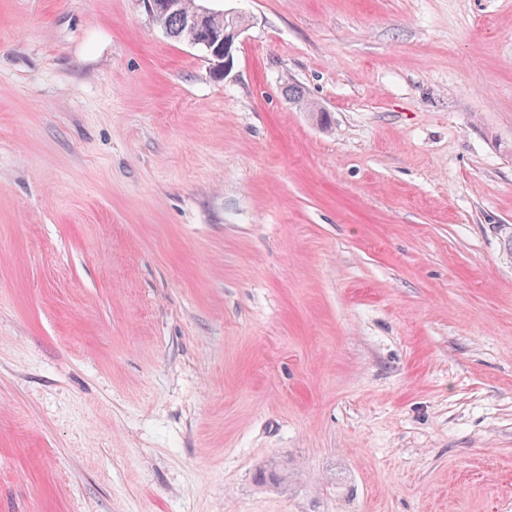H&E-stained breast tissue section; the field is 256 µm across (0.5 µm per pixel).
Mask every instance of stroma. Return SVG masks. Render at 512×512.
I'll list each match as a JSON object with an SVG mask.
<instances>
[{
	"label": "stroma",
	"mask_w": 512,
	"mask_h": 512,
	"mask_svg": "<svg viewBox=\"0 0 512 512\" xmlns=\"http://www.w3.org/2000/svg\"><path fill=\"white\" fill-rule=\"evenodd\" d=\"M207 5L0 0V512H512V0ZM194 2L195 0H185L184 3L183 0H144L153 19L167 12H183V5L188 12L193 8ZM213 16V11L199 4L194 11L187 13L184 24L182 14L169 13L162 15L156 23L170 38L182 41L184 36L185 41L191 45L207 50L218 62H224V70H227L233 65L234 52L239 37L246 28V21L241 15L224 12V17L216 14L213 19L214 23L221 25L218 27L212 24Z\"/></svg>",
	"instance_id": "35a3bbf8"
}]
</instances>
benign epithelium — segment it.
<instances>
[{
    "label": "benign epithelium",
    "instance_id": "benign-epithelium-1",
    "mask_svg": "<svg viewBox=\"0 0 512 512\" xmlns=\"http://www.w3.org/2000/svg\"><path fill=\"white\" fill-rule=\"evenodd\" d=\"M152 17L167 12L183 11V0H144ZM214 12L209 8L197 5L196 9L184 19V39L188 43L208 51L217 61L224 63V68L233 65L234 52L239 37L246 28L243 16L233 12L224 13V25L212 24Z\"/></svg>",
    "mask_w": 512,
    "mask_h": 512
}]
</instances>
